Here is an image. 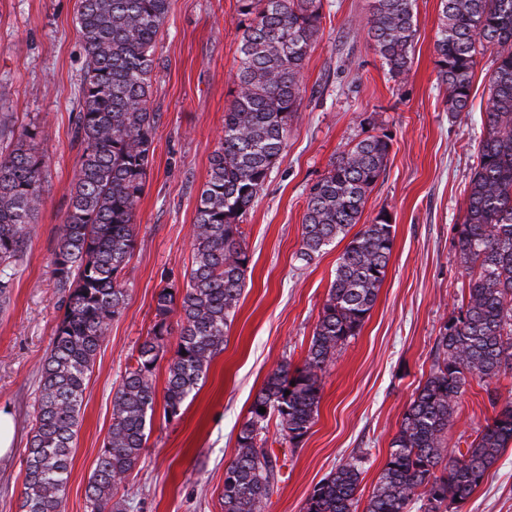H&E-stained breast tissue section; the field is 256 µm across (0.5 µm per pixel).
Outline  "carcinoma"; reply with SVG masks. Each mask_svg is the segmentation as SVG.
<instances>
[{
	"mask_svg": "<svg viewBox=\"0 0 512 512\" xmlns=\"http://www.w3.org/2000/svg\"><path fill=\"white\" fill-rule=\"evenodd\" d=\"M414 2L372 0L368 37L394 77L411 70ZM237 3L242 35L235 96L198 198L189 278L182 292L164 288L157 294L149 336L114 396L112 426L87 487L91 512H112V489L139 462L170 315H179L181 329L163 390L166 418L180 415L224 349L249 260L240 219L262 192L299 111L300 74L319 37L322 0ZM170 8L171 0H79L85 53L75 118L80 157L53 259L63 316L41 367L22 512H61L87 376L125 302L121 279L155 151V52ZM488 47L496 55L485 135L462 222L454 225L458 259L471 277L436 338L432 371L416 389L363 512H411L415 503L421 512H460L512 445V402L499 404L487 387L494 416L475 431L466 451L445 453L469 380L487 383L512 371V0H440L435 64L447 86L448 111L467 108L477 55ZM36 136L34 128L17 133L0 120V139L10 146L0 152V308L10 301L12 269L43 201L45 161L33 147ZM391 145L385 132L358 140L310 187L298 259L311 261L360 222ZM388 215L381 211L363 225L339 256L303 364H278L256 394L225 469L224 512H263L273 493L277 456L262 436L270 420L294 445L313 425L323 376L360 332L385 279L394 240ZM361 470L359 458L341 463L314 486L305 512H355Z\"/></svg>",
	"mask_w": 512,
	"mask_h": 512,
	"instance_id": "obj_1",
	"label": "carcinoma"
}]
</instances>
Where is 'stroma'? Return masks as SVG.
<instances>
[{
    "instance_id": "35a3bbf8",
    "label": "stroma",
    "mask_w": 512,
    "mask_h": 512,
    "mask_svg": "<svg viewBox=\"0 0 512 512\" xmlns=\"http://www.w3.org/2000/svg\"><path fill=\"white\" fill-rule=\"evenodd\" d=\"M439 4L417 0L413 63L400 80L367 35L371 0H323L299 112L263 192L242 218L250 260L224 349L179 417L168 421L155 412L139 463L114 491L117 512H224V469L250 405L278 363L302 365L344 249L337 242L310 263L298 260L308 189L347 143L376 130L391 135L392 149L361 221L383 210L392 216L386 277L360 333L323 377L308 434L293 445L268 425L280 473L265 512H305L313 487L358 454L366 457L358 496L371 494L470 275L456 258L453 227L462 221L477 164L495 52L478 59L468 110L449 112L435 65ZM77 7L78 0H0V113L15 126H37L36 148L47 165L41 210L0 311V407L15 426L13 448L0 458V512H21L40 368L62 316L53 256L80 156L74 127L84 50ZM240 37L236 0H172L155 53L156 149L137 208L125 303L88 379L62 512H91L86 488L112 425L113 396L155 321L158 292L186 284L197 202L233 100ZM489 387L512 401V372L488 386L470 380L448 430V453L465 448L492 416ZM465 510L512 512V447Z\"/></svg>"
}]
</instances>
